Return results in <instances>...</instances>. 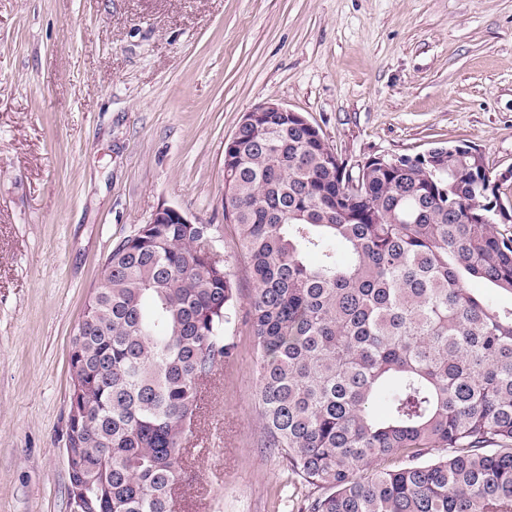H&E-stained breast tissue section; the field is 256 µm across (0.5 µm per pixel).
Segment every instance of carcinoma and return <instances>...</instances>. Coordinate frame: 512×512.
<instances>
[{"label": "carcinoma", "mask_w": 512, "mask_h": 512, "mask_svg": "<svg viewBox=\"0 0 512 512\" xmlns=\"http://www.w3.org/2000/svg\"><path fill=\"white\" fill-rule=\"evenodd\" d=\"M348 166L286 112L226 151L224 212L253 282L265 447L326 490L308 512H512V226L483 155ZM208 224H144L107 258L72 339L69 481L86 512H170L238 286ZM434 448L454 454L427 460ZM409 463L368 480L373 462Z\"/></svg>", "instance_id": "carcinoma-1"}]
</instances>
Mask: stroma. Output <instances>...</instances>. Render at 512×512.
Wrapping results in <instances>:
<instances>
[{"instance_id":"obj_1","label":"stroma","mask_w":512,"mask_h":512,"mask_svg":"<svg viewBox=\"0 0 512 512\" xmlns=\"http://www.w3.org/2000/svg\"><path fill=\"white\" fill-rule=\"evenodd\" d=\"M274 99L354 166L463 142L512 170V0H0V512H69L68 355L122 239L162 204L238 284L172 512H301L258 419L253 294L224 145Z\"/></svg>"}]
</instances>
